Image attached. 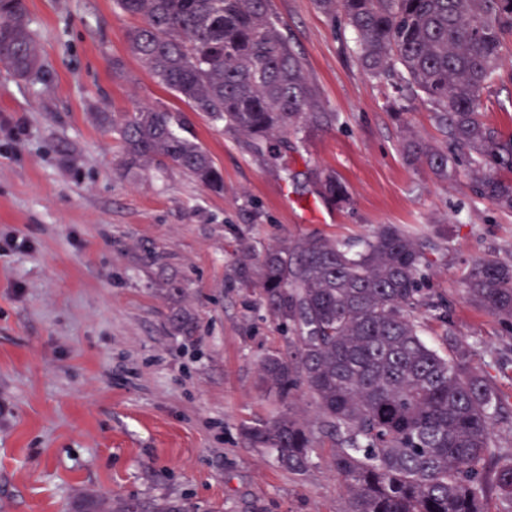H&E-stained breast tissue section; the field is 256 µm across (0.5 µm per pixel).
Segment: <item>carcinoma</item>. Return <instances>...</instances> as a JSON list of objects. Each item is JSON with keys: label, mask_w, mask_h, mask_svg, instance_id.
Wrapping results in <instances>:
<instances>
[{"label": "carcinoma", "mask_w": 512, "mask_h": 512, "mask_svg": "<svg viewBox=\"0 0 512 512\" xmlns=\"http://www.w3.org/2000/svg\"><path fill=\"white\" fill-rule=\"evenodd\" d=\"M358 39L360 66L392 81L407 100L431 106L446 137L434 146L406 131L401 150L440 179L464 171L473 193L512 213V134L482 118L501 79L512 40V0H318ZM137 17L126 40L152 75L193 110L255 141L281 131L305 135L330 120L281 31L270 0H113ZM26 0H0V64L18 77L39 70ZM176 116L143 107L119 129L126 169L170 161L212 191L222 176L206 150L175 131ZM324 194L345 203L336 175ZM430 259L416 236L382 224L358 249L308 235L257 255L241 248L231 279L258 288L272 314L296 333L293 350L268 354L260 384L286 397L303 389L311 424L289 411L243 429L247 444L268 448L301 474L315 450L334 448L333 466L348 492L347 512H491L490 496L512 503V458L492 462L495 388L469 349L423 337L418 313L429 305ZM469 302L512 332V259L476 262L464 279ZM194 334L192 318L171 316ZM74 512H197L170 500L85 496Z\"/></svg>", "instance_id": "cac0c4a2"}]
</instances>
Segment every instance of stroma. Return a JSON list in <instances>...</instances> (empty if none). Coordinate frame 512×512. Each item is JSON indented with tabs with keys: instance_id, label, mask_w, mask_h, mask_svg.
I'll return each mask as SVG.
<instances>
[{
	"instance_id": "stroma-1",
	"label": "stroma",
	"mask_w": 512,
	"mask_h": 512,
	"mask_svg": "<svg viewBox=\"0 0 512 512\" xmlns=\"http://www.w3.org/2000/svg\"><path fill=\"white\" fill-rule=\"evenodd\" d=\"M39 75L0 66V512H70L85 493L186 501L207 512H346L347 494L319 449L305 473L249 447L246 426L286 408L259 384L262 359L291 335L260 289L230 277L239 243L255 252L319 235L356 242L378 225L416 234L432 261L427 339L472 347L502 396L493 452L512 457V334L469 304L472 265L512 257V214L408 163L404 130L442 145L428 104H392L389 85L357 61L356 34L316 0H271L328 124L287 132L276 154L227 129L160 85L133 56L136 18L113 0H27ZM123 63L112 71L113 59ZM485 120L512 133V48ZM142 106L174 112L179 134L211 156L224 179L207 190L168 163L122 164L114 122ZM333 172L349 202H327L317 172ZM432 224L447 225L439 246ZM195 321L171 328V307Z\"/></svg>"
}]
</instances>
